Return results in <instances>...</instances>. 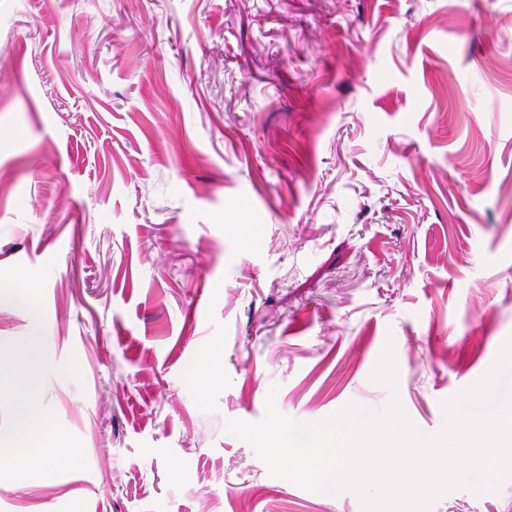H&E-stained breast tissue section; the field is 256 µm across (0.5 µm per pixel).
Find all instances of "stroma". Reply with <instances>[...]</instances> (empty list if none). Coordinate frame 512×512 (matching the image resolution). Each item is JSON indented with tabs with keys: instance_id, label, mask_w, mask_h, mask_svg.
Segmentation results:
<instances>
[{
	"instance_id": "1",
	"label": "stroma",
	"mask_w": 512,
	"mask_h": 512,
	"mask_svg": "<svg viewBox=\"0 0 512 512\" xmlns=\"http://www.w3.org/2000/svg\"><path fill=\"white\" fill-rule=\"evenodd\" d=\"M511 337L512 0H0V344L64 450L0 512H363L228 422L434 434Z\"/></svg>"
}]
</instances>
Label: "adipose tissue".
<instances>
[{"label":"adipose tissue","instance_id":"1","mask_svg":"<svg viewBox=\"0 0 512 512\" xmlns=\"http://www.w3.org/2000/svg\"><path fill=\"white\" fill-rule=\"evenodd\" d=\"M0 372L16 377L13 404L21 424L12 443L0 448V458H9L21 469L48 474V460L60 448L59 436L47 428V417L38 403L37 362L12 347L0 348Z\"/></svg>","mask_w":512,"mask_h":512}]
</instances>
